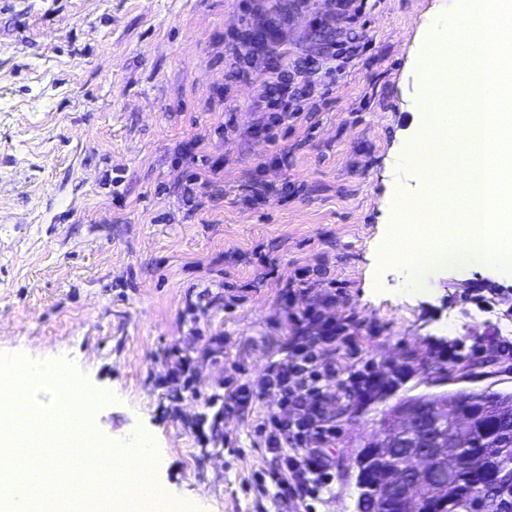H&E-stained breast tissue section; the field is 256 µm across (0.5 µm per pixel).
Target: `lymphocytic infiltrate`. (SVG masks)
<instances>
[{
	"label": "lymphocytic infiltrate",
	"mask_w": 512,
	"mask_h": 512,
	"mask_svg": "<svg viewBox=\"0 0 512 512\" xmlns=\"http://www.w3.org/2000/svg\"><path fill=\"white\" fill-rule=\"evenodd\" d=\"M321 308V302L314 301L294 315L288 364L269 368L255 384L229 388L224 399L225 411L237 412L277 393L275 408L260 419L254 433L276 462L269 478L275 499L283 503L316 501L329 491L333 475L326 449L336 428L326 407L335 401L337 388L364 398L374 383L373 377L336 364L346 339L342 326L324 318Z\"/></svg>",
	"instance_id": "lymphocytic-infiltrate-1"
}]
</instances>
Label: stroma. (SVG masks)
Returning a JSON list of instances; mask_svg holds the SVG:
<instances>
[{"mask_svg": "<svg viewBox=\"0 0 512 512\" xmlns=\"http://www.w3.org/2000/svg\"><path fill=\"white\" fill-rule=\"evenodd\" d=\"M338 3L0 0V353L85 376L95 431L151 438L174 507L295 512L256 491L272 462L252 424L276 394L223 402L226 381L287 363L299 274L342 293L324 313L355 316L354 367L398 380L329 405L335 480L315 512H356L358 450L440 374L512 393L493 354L512 343V279L438 267L412 293L402 256H381L392 203L436 197L406 159L434 96L421 32L449 0H363L350 22ZM286 67L310 92L276 124L260 80Z\"/></svg>", "mask_w": 512, "mask_h": 512, "instance_id": "1", "label": "stroma"}]
</instances>
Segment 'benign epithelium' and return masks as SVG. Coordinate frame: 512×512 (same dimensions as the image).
I'll use <instances>...</instances> for the list:
<instances>
[{"label":"benign epithelium","mask_w":512,"mask_h":512,"mask_svg":"<svg viewBox=\"0 0 512 512\" xmlns=\"http://www.w3.org/2000/svg\"><path fill=\"white\" fill-rule=\"evenodd\" d=\"M485 391H442L399 401L377 431L375 453L388 463L375 484L393 497L400 512H423L432 499L448 493L456 477L461 439L470 428L462 412L468 403H485L486 412L512 418V398L485 401Z\"/></svg>","instance_id":"1"}]
</instances>
